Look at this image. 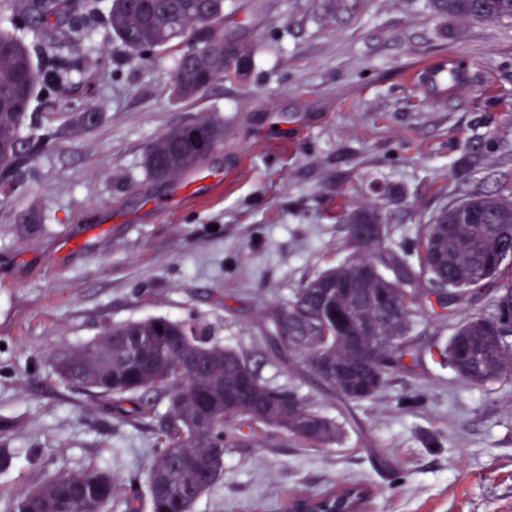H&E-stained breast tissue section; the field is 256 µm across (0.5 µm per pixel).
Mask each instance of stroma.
<instances>
[{
  "mask_svg": "<svg viewBox=\"0 0 512 512\" xmlns=\"http://www.w3.org/2000/svg\"><path fill=\"white\" fill-rule=\"evenodd\" d=\"M87 67L71 94L34 96L30 136L96 110L0 184V512L60 471L115 479L112 512H151L158 418L123 412L55 371L112 324L180 320L242 354L260 380L334 419L335 442L228 427L224 474L192 512H279L297 491L365 485L371 512L512 507V378L465 386L443 364L451 319L421 314L406 368L342 402L288 359L271 314L353 255L337 214L381 219L386 260L417 266L432 216L470 191L512 195V19L468 21L431 0H226L223 78L173 91L176 50L142 62L112 32L110 0H72ZM250 60L236 61L238 49ZM465 62L458 88L420 89L421 64ZM220 133L194 173L155 180L146 144L176 124Z\"/></svg>",
  "mask_w": 512,
  "mask_h": 512,
  "instance_id": "obj_1",
  "label": "stroma"
}]
</instances>
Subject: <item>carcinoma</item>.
Instances as JSON below:
<instances>
[{"instance_id":"cac0c4a2","label":"carcinoma","mask_w":512,"mask_h":512,"mask_svg":"<svg viewBox=\"0 0 512 512\" xmlns=\"http://www.w3.org/2000/svg\"><path fill=\"white\" fill-rule=\"evenodd\" d=\"M225 0H111L109 24L115 36L148 62L156 51L181 48L174 73L178 95L196 96L224 68L195 66L186 51L205 50L224 40ZM442 14L465 20L512 18V0H434ZM66 9V0H24L23 23L45 28ZM83 67L79 59L48 57L33 65L25 44L0 31V170L54 149L62 133L47 130L24 138L22 127L36 87L59 85ZM219 132L207 124L177 126L147 143L145 157L152 177L168 180L198 167L216 147ZM347 224H377L378 215L357 210ZM383 240L355 247L358 255L332 266L298 288L287 307L274 313L294 334L289 356L320 374L327 390L343 401L373 398L408 355V335L435 287L448 289L452 310L476 288L495 287L493 311L460 319L444 355L459 379L483 387L512 376V273L505 254L512 251V199L497 194H465L440 209L419 244L420 274L429 277L424 294L404 288L378 269L375 254ZM162 331H157V327ZM185 324L165 317L112 325L101 336L64 353L55 368L73 387L86 390L118 409L130 397L140 414H156V400H166L160 421V445L147 474L152 512H191L195 500L224 474V425L261 424L287 431L312 446L338 437L336 423L295 393L271 388L255 379L249 395L233 397L248 369L239 353L206 338L184 335ZM373 353V361L365 359ZM188 357L200 360L188 378L180 367ZM115 485L98 469L79 474L59 472L19 498L14 512H110Z\"/></svg>"}]
</instances>
